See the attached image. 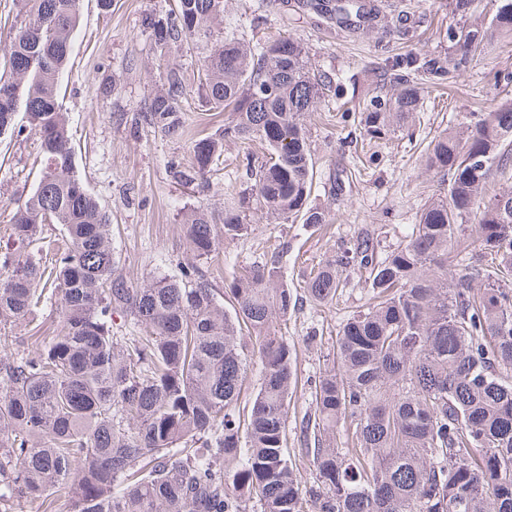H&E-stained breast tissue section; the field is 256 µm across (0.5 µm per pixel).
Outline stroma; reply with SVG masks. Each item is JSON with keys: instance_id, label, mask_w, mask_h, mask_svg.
I'll return each instance as SVG.
<instances>
[{"instance_id": "stroma-1", "label": "stroma", "mask_w": 512, "mask_h": 512, "mask_svg": "<svg viewBox=\"0 0 512 512\" xmlns=\"http://www.w3.org/2000/svg\"><path fill=\"white\" fill-rule=\"evenodd\" d=\"M259 0H224V25L251 29L254 38L290 36L301 40L320 69L340 73L354 96L348 103L331 105L323 120L310 126L311 149L318 160L314 204L327 210L328 226L309 227L301 219L271 224L251 211V232L246 239L220 241L218 255L207 275L217 292H224L233 267L260 259L277 258L284 280L302 293L312 268L336 252L339 241L370 236L379 253L396 248L416 222L427 198L441 185L425 170L424 150L442 130L468 112L483 111L504 83L498 72L512 71V38L495 41L486 55L446 93L424 99L415 122L374 144L375 162H366L360 129L354 121L337 122V113L362 111L375 92L378 70L386 58L413 50L440 53L448 49V31L459 18L448 0H382L388 27H377L350 37L318 25L310 17L268 8L267 22L251 27ZM168 0H80V22L70 65L61 81L63 108L75 150L76 171L82 182L112 215V247L123 274L143 284L159 275L175 276L190 259L181 231L184 211L199 206L214 224L224 222V196L247 185L236 157L246 144L224 146L221 171L211 174L207 188L186 187L170 173L172 161L190 163L194 140L211 135L223 124L224 114L204 111L194 70L208 51L206 43L160 56L143 26L146 15L166 9ZM408 14L418 26L410 41L399 40L391 23ZM182 68L186 94L178 136H167L142 119L151 99L163 88L169 67ZM38 136L30 127L0 136V246L8 244V226L19 199L35 188L45 162L37 150ZM369 294L359 274H350L340 297L328 305L301 301L281 327L292 351L298 384L288 406V446L304 476L312 466L305 453L300 425L308 413L311 387L332 363L336 332L348 317L365 309ZM60 327L54 307L47 306L32 321L0 330V352L29 349L41 336L55 335ZM316 341H309L311 329Z\"/></svg>"}]
</instances>
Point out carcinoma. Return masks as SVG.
I'll list each match as a JSON object with an SVG mask.
<instances>
[{
    "label": "carcinoma",
    "instance_id": "carcinoma-1",
    "mask_svg": "<svg viewBox=\"0 0 512 512\" xmlns=\"http://www.w3.org/2000/svg\"><path fill=\"white\" fill-rule=\"evenodd\" d=\"M300 9L349 30L373 25L372 0H295ZM464 18L448 52L411 53L384 71L379 94L357 117L363 136L385 139L415 121L425 94L452 83L493 39L512 37V0H493L488 21L475 0H448ZM79 0H34L0 44V135L19 114L39 135L45 160L13 213L0 254V328L47 304L60 330L33 352L0 355V512L66 489L72 512H512V97L471 112L431 140L424 166L446 193L428 200L406 239L385 256L363 236L305 281L326 304L344 275L364 276L370 303L336 332L332 367L315 383L301 432L314 437L307 485L288 455V401L298 378L281 322L298 297L276 261L236 268L224 310L198 262L219 239L249 235L247 212L281 223L327 224L311 204L316 160L307 118L344 96L335 72L306 46L245 31L223 33L224 0H175L147 16L164 53L199 37V90L209 111L228 113L217 134L192 142L193 162L171 166L177 181L209 186L206 174L227 141H258L247 152L250 185L224 204V224L196 207L183 232L193 262L180 276L135 285L112 249V218L82 184L60 104L61 78L78 26ZM31 63L19 73L12 60ZM184 81L177 67L152 99L145 123L181 128ZM61 238L32 249L42 226ZM457 273L448 274V265ZM135 329L114 332V318ZM256 394L238 400L252 367ZM350 447L337 448L339 429Z\"/></svg>",
    "mask_w": 512,
    "mask_h": 512
}]
</instances>
